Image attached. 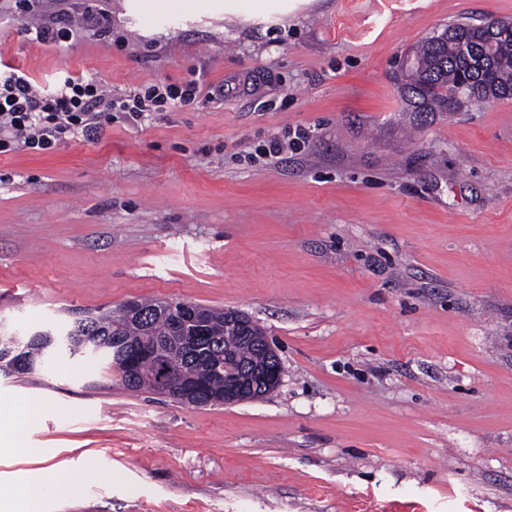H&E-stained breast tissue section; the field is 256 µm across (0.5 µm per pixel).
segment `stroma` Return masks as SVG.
<instances>
[{"instance_id": "1", "label": "stroma", "mask_w": 512, "mask_h": 512, "mask_svg": "<svg viewBox=\"0 0 512 512\" xmlns=\"http://www.w3.org/2000/svg\"><path fill=\"white\" fill-rule=\"evenodd\" d=\"M0 0V60L113 93L199 78L209 102L116 114L97 139L0 154V322L66 325L141 298L245 312L283 366L261 401L188 406L61 358L0 378L33 411L0 488L43 512H512V98L404 111L394 76L512 0ZM304 131L269 161L270 137ZM110 470L87 482L86 460ZM65 492L70 493V487L66 478L54 471L41 474L27 484L19 495L25 498L33 507L27 512H39L36 509L39 503H44L47 498L61 495Z\"/></svg>"}]
</instances>
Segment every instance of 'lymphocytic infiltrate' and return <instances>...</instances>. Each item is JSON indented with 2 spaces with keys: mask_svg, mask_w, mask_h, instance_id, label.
I'll return each mask as SVG.
<instances>
[{
  "mask_svg": "<svg viewBox=\"0 0 512 512\" xmlns=\"http://www.w3.org/2000/svg\"><path fill=\"white\" fill-rule=\"evenodd\" d=\"M201 100L202 89L194 80L158 82L116 98L97 80L69 77L61 86L44 89L17 69L0 67V154L49 150L79 135L93 139L116 112L138 121L146 113Z\"/></svg>",
  "mask_w": 512,
  "mask_h": 512,
  "instance_id": "f902f5d3",
  "label": "lymphocytic infiltrate"
}]
</instances>
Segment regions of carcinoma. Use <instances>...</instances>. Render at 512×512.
I'll return each instance as SVG.
<instances>
[{
    "mask_svg": "<svg viewBox=\"0 0 512 512\" xmlns=\"http://www.w3.org/2000/svg\"><path fill=\"white\" fill-rule=\"evenodd\" d=\"M447 39L436 33L421 41L412 51V63L401 68L397 77L400 99L407 112H454L471 101V95L489 101L512 97V41L504 40L494 50L484 51L483 29L479 25L451 24ZM471 46L469 54L460 51L461 42ZM181 302L143 300L136 302L139 312L105 311L79 318L75 325L81 334L93 339H108L114 349L100 356L122 386L133 392L159 393L154 379L155 363L145 361L136 376L122 373V350L145 338L157 342L172 354L169 365L174 376H194L209 367H224V336L230 316L228 309L206 307L199 321L181 319ZM17 341L0 336V373L13 358ZM32 361L48 364L58 353L41 340L26 345ZM240 363L263 365L266 352L256 344H240L235 349Z\"/></svg>",
    "mask_w": 512,
    "mask_h": 512,
    "instance_id": "obj_1",
    "label": "carcinoma"
}]
</instances>
